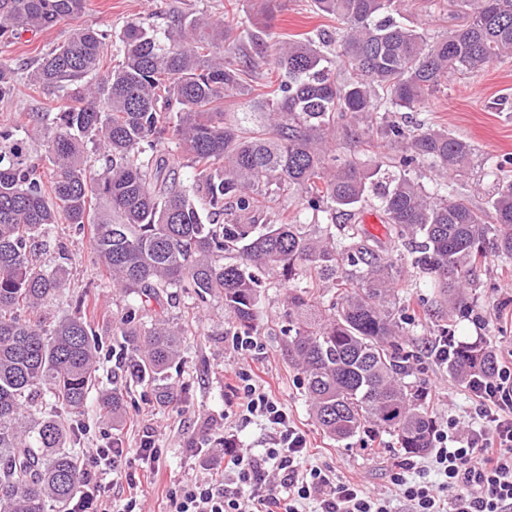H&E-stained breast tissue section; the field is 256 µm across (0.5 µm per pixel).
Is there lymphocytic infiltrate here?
Returning a JSON list of instances; mask_svg holds the SVG:
<instances>
[{
  "label": "lymphocytic infiltrate",
  "mask_w": 512,
  "mask_h": 512,
  "mask_svg": "<svg viewBox=\"0 0 512 512\" xmlns=\"http://www.w3.org/2000/svg\"><path fill=\"white\" fill-rule=\"evenodd\" d=\"M233 391L239 408L269 428L267 448L260 454L228 449L222 479L172 484L164 512H303L310 502L315 512H393L390 497L331 471L305 467L307 435L274 397L262 371L236 370ZM469 391L482 425L464 438L433 432L431 465L437 481L409 479L408 471L415 468L411 461L391 477L409 512H512V364L500 366L494 378ZM130 454L138 458L140 474L129 477L130 494L116 509L93 490L102 482V459ZM162 456L149 434L130 450L96 449L82 463L89 491L80 496V507L84 512H143L137 489L145 475L159 472Z\"/></svg>",
  "instance_id": "lymphocytic-infiltrate-1"
}]
</instances>
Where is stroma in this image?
Listing matches in <instances>:
<instances>
[{
	"label": "stroma",
	"mask_w": 512,
	"mask_h": 512,
	"mask_svg": "<svg viewBox=\"0 0 512 512\" xmlns=\"http://www.w3.org/2000/svg\"><path fill=\"white\" fill-rule=\"evenodd\" d=\"M264 0H240L236 14L224 13V0H87L80 17L65 19L54 27L28 35L26 40L3 47L0 58L33 63L49 48L66 41L75 29L94 26L119 34L124 24L139 16H152L155 25L166 26L170 15L182 12L198 17L230 18L234 25L257 29L265 22ZM275 30L285 35L313 33L326 40L338 38L339 25L329 17L312 12L310 0H276ZM61 106L49 90L19 85L10 99L0 101V121L19 123L27 112H55ZM410 120H424L440 125L472 142L485 162L480 177L459 182L458 192L474 208H486L496 181L497 161L512 157V59L490 66L483 72L453 78L447 87L426 101L421 112L410 113ZM64 243L71 255L68 290L71 294L91 292L99 317L94 325L101 347L103 387L126 384L116 365L124 351L121 337L112 333V322L123 311L127 299L115 292L106 272L90 259L87 233L73 225L60 223L48 237L41 256L44 266L54 263L57 243ZM481 286L474 298L480 320L466 317L457 321L455 336L472 342L490 340L498 356L512 351V259L495 258L485 265ZM285 288H266L261 294V309L256 335L261 348L252 353L234 349L229 330L232 321L224 313L223 300L211 297L206 302L181 299L166 305L168 317L189 323L191 331L182 344L183 359L173 382L181 400L178 405L158 408L145 387L126 384L127 403L122 429L101 420L95 410H88L81 420L82 430L76 449L86 453L92 448H108L114 441L132 446L142 433L152 434L164 449V479L145 484L146 512H158L166 500L172 482L205 480L222 467L223 448L214 447L215 439L234 437L237 446L262 452L269 440V429L255 416H243L236 399L224 385L227 370L258 366L264 369L276 398L291 411L295 423L306 431L310 444L306 466L332 471L336 476L357 482L394 498L396 512H406L408 505L394 495L390 476L405 455L389 436L368 442L357 436L344 442L329 439L316 426L301 380V371L288 354V323L284 317ZM423 310V326L406 342L417 360L414 373L423 389L428 390L429 411L435 427L454 419L477 426V403L448 374L446 366L430 356L425 345L438 329L434 315L438 310L432 289L418 291Z\"/></svg>",
	"instance_id": "35a3bbf8"
}]
</instances>
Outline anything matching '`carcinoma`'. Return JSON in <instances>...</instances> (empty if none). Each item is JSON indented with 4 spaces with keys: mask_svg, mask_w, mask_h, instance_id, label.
I'll use <instances>...</instances> for the list:
<instances>
[{
    "mask_svg": "<svg viewBox=\"0 0 512 512\" xmlns=\"http://www.w3.org/2000/svg\"><path fill=\"white\" fill-rule=\"evenodd\" d=\"M341 24L336 50L270 24L239 44L223 21L171 16L160 33L135 18L112 41L117 64L102 69L109 34L83 28L27 71L57 93L60 111L0 122V512H63L82 491L71 443L73 418L97 386L99 343L82 296L67 291L69 255L33 261L51 226H91L94 261L131 298L113 333L126 377L175 400L171 371L187 328L156 313L182 294L224 300L236 335H250L261 289L288 284V350L300 367L316 425L342 442L382 431L407 454L431 447L427 394L407 381L415 327L399 289L401 255L384 254L356 219L374 197L394 243L448 307L440 334L473 314L468 290L491 257L512 258V175L498 171L489 211L457 196L479 172L468 140L436 125L386 120L415 112L456 74L512 59V0H447L464 23L438 35L406 16L407 0H311ZM85 0H0V44L79 15ZM349 76L336 73L332 56ZM269 66L273 81L250 78ZM23 68L0 61V101ZM38 138L33 156L19 132ZM388 152H374L376 141ZM96 150L103 166L88 164ZM436 176L428 189L416 172ZM300 207L265 221L276 197ZM234 258L224 263L226 257ZM324 282L336 288L325 298ZM59 304L68 314L51 319ZM498 367L484 343L455 342L448 374L468 383ZM122 421L123 390L98 393Z\"/></svg>",
    "mask_w": 512,
    "mask_h": 512,
    "instance_id": "carcinoma-1",
    "label": "carcinoma"
}]
</instances>
